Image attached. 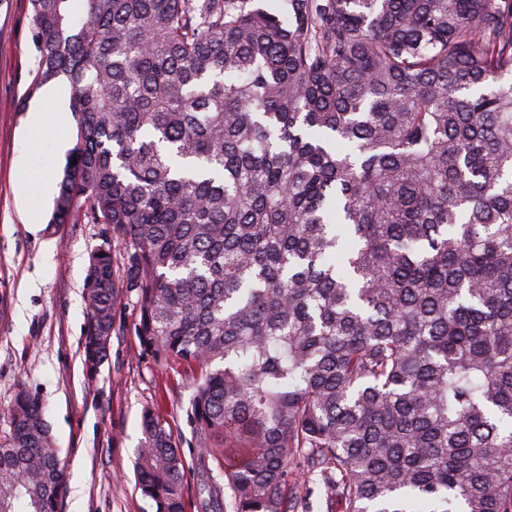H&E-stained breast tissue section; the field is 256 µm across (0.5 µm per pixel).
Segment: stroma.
<instances>
[{
    "mask_svg": "<svg viewBox=\"0 0 512 512\" xmlns=\"http://www.w3.org/2000/svg\"><path fill=\"white\" fill-rule=\"evenodd\" d=\"M30 13L29 0H0V410L21 389L39 400L66 473L62 512H152L134 475L141 414L152 407L185 461V512H200L197 450L186 418L190 372L142 355L133 301L116 307L106 359L93 370L86 364L89 255L111 241L112 227L83 216L51 221L54 197L42 188L59 184L77 122L67 80L30 88L37 68ZM36 110L51 120L34 134ZM22 164L28 198L41 205L37 224L28 223L16 190Z\"/></svg>",
    "mask_w": 512,
    "mask_h": 512,
    "instance_id": "stroma-1",
    "label": "stroma"
}]
</instances>
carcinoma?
Here are the masks:
<instances>
[{"label": "carcinoma", "instance_id": "1", "mask_svg": "<svg viewBox=\"0 0 512 512\" xmlns=\"http://www.w3.org/2000/svg\"><path fill=\"white\" fill-rule=\"evenodd\" d=\"M68 2L29 31L78 125L52 223L112 225L86 356L135 296L192 373L202 512H512V0ZM0 416V512H60L38 402ZM141 427L138 489L184 512Z\"/></svg>", "mask_w": 512, "mask_h": 512}]
</instances>
